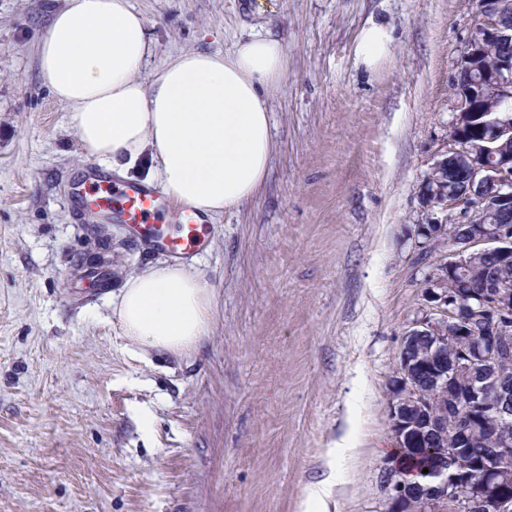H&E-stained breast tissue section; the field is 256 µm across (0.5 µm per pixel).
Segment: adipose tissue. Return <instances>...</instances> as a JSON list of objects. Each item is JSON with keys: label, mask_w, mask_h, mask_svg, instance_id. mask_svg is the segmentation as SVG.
I'll return each mask as SVG.
<instances>
[{"label": "adipose tissue", "mask_w": 512, "mask_h": 512, "mask_svg": "<svg viewBox=\"0 0 512 512\" xmlns=\"http://www.w3.org/2000/svg\"><path fill=\"white\" fill-rule=\"evenodd\" d=\"M148 21L132 0H66L40 41L42 78L68 112L86 157L116 172L150 153L153 179L206 218L261 190L275 152L269 101L288 76V48L253 35L227 53L182 51L151 66ZM213 293L185 265L158 262L112 296L136 355H184L211 326Z\"/></svg>", "instance_id": "ef3b65f1"}]
</instances>
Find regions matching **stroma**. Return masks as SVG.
<instances>
[{
	"instance_id": "1",
	"label": "stroma",
	"mask_w": 512,
	"mask_h": 512,
	"mask_svg": "<svg viewBox=\"0 0 512 512\" xmlns=\"http://www.w3.org/2000/svg\"><path fill=\"white\" fill-rule=\"evenodd\" d=\"M155 60L282 38L261 192L184 264L214 290L189 355H133L112 295L162 254L72 209L86 166L37 68L65 0H0V512H386L387 387L449 246L420 189L448 148L475 0H133ZM392 41L361 62L370 23ZM110 285L90 290L88 270Z\"/></svg>"
}]
</instances>
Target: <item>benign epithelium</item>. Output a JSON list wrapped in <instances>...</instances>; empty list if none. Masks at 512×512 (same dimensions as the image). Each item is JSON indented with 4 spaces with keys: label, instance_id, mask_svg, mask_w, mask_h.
Masks as SVG:
<instances>
[{
    "label": "benign epithelium",
    "instance_id": "benign-epithelium-1",
    "mask_svg": "<svg viewBox=\"0 0 512 512\" xmlns=\"http://www.w3.org/2000/svg\"><path fill=\"white\" fill-rule=\"evenodd\" d=\"M484 23L468 41L455 87L457 110L448 131V150L434 164L423 189L429 205L447 213L431 225L430 237L454 247L456 259L436 268L434 287L427 289L429 314L405 332L397 374L388 389L389 421L402 441L415 431L440 435L448 415L457 411L448 381L468 382L469 397L481 400L492 392L499 402L491 414L503 443L512 441V374L498 364L512 357V286L491 272L480 290L464 288L482 270L485 257L512 259V0H477ZM471 336L473 347L446 364L450 336ZM427 339L426 349L414 341ZM438 364L440 392L428 399L418 387L422 372ZM433 483L410 498L404 468L397 455L387 459L381 482L392 512H512V496L480 500L458 476V449H430Z\"/></svg>",
    "mask_w": 512,
    "mask_h": 512
}]
</instances>
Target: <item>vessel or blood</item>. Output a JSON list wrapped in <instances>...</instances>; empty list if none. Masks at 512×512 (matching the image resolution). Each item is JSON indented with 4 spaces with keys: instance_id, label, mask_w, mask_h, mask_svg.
Wrapping results in <instances>:
<instances>
[{
    "instance_id": "b4317fda",
    "label": "vessel or blood",
    "mask_w": 512,
    "mask_h": 512,
    "mask_svg": "<svg viewBox=\"0 0 512 512\" xmlns=\"http://www.w3.org/2000/svg\"><path fill=\"white\" fill-rule=\"evenodd\" d=\"M69 201L79 210L129 225L140 243L173 258L196 253L207 235L203 219L190 209L180 210V224L170 230L166 216L172 205L158 188L115 181L109 172L96 167L86 168L72 181Z\"/></svg>"
}]
</instances>
